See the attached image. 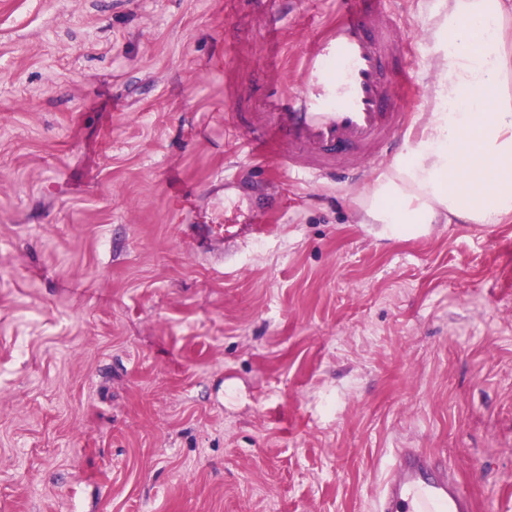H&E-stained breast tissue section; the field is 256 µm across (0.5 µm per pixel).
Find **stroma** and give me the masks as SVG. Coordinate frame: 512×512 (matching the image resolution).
I'll return each mask as SVG.
<instances>
[{"mask_svg": "<svg viewBox=\"0 0 512 512\" xmlns=\"http://www.w3.org/2000/svg\"><path fill=\"white\" fill-rule=\"evenodd\" d=\"M429 111L442 0H386ZM265 0H0V512H512V216L403 238L238 155ZM240 178L237 195L224 182ZM474 503L455 476L416 448L396 454L379 512H473Z\"/></svg>", "mask_w": 512, "mask_h": 512, "instance_id": "stroma-1", "label": "stroma"}]
</instances>
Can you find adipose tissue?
<instances>
[{"label": "adipose tissue", "mask_w": 512, "mask_h": 512, "mask_svg": "<svg viewBox=\"0 0 512 512\" xmlns=\"http://www.w3.org/2000/svg\"><path fill=\"white\" fill-rule=\"evenodd\" d=\"M432 101L410 142L356 200L360 223L405 237L512 215V0H443Z\"/></svg>", "instance_id": "adipose-tissue-1"}]
</instances>
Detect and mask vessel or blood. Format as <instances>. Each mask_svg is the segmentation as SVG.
Here are the masks:
<instances>
[{
  "label": "vessel or blood",
  "mask_w": 512,
  "mask_h": 512,
  "mask_svg": "<svg viewBox=\"0 0 512 512\" xmlns=\"http://www.w3.org/2000/svg\"><path fill=\"white\" fill-rule=\"evenodd\" d=\"M381 2L330 0L301 42L280 37L265 50L266 62L287 61L288 83L271 87L270 111L249 115L264 136L234 127L240 153L314 182L352 184L397 150L409 120L406 38ZM378 512H474V503L455 476L413 448L397 452Z\"/></svg>",
  "instance_id": "vessel-or-blood-1"
}]
</instances>
